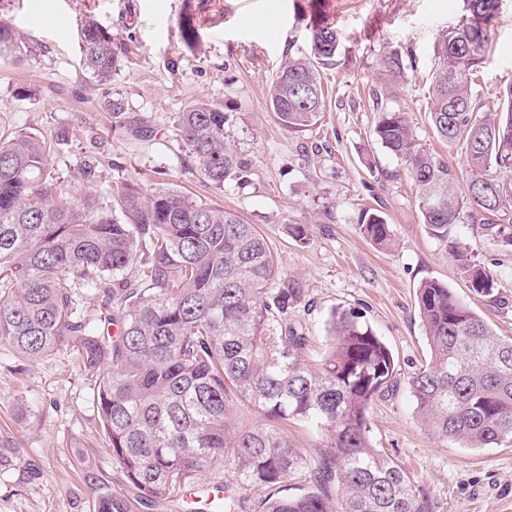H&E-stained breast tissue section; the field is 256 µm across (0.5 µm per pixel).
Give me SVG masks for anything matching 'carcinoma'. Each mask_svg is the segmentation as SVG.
Instances as JSON below:
<instances>
[{"mask_svg": "<svg viewBox=\"0 0 512 512\" xmlns=\"http://www.w3.org/2000/svg\"><path fill=\"white\" fill-rule=\"evenodd\" d=\"M497 8L498 0H468L465 18L435 46L429 113L440 139L466 146V190L443 155L416 143L402 112H382L374 129L417 185L428 234L461 257L457 224H482L512 245V181L490 176L512 172V86L494 110L473 91ZM311 34L313 58L288 60L268 87L272 111L291 131L322 120L321 70L337 63L334 28L314 19ZM181 35L188 48L198 44L193 16ZM80 38L84 70L110 84L125 51L90 17ZM0 52L23 57L32 49L1 20ZM233 121L224 104L205 99L175 119L200 176L219 188L244 183L249 167L229 141ZM49 155L36 136L0 139V341L26 360L71 346L98 376L104 447L137 496L102 487L95 512L180 501L198 473L228 466L237 487L224 490L239 512V487L267 490L259 512H436L428 490L371 444V404L398 378L391 350L359 313L333 309L328 350L310 359V337L288 318L303 288L279 279L278 257L258 225L172 186L146 191L124 181L102 204L75 203L54 182ZM101 165L87 157L80 177L98 181ZM358 224L374 245L391 241L380 213L364 210ZM465 269L474 293L498 288L486 267ZM78 288L104 289L112 310L94 323L82 318ZM417 304L429 359L408 386L423 424L465 448L512 441V337L497 335L438 280L419 285ZM241 404L259 413L257 424L235 426L231 412ZM292 421L324 436L319 457L298 451ZM21 466L39 475L20 450L1 445L0 473ZM301 472L314 488L288 494Z\"/></svg>", "mask_w": 512, "mask_h": 512, "instance_id": "obj_1", "label": "carcinoma"}]
</instances>
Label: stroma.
<instances>
[{
    "label": "stroma",
    "instance_id": "obj_1",
    "mask_svg": "<svg viewBox=\"0 0 512 512\" xmlns=\"http://www.w3.org/2000/svg\"><path fill=\"white\" fill-rule=\"evenodd\" d=\"M315 9L336 31L340 62L323 75L322 122L292 132L270 110L266 91L288 59L312 57ZM190 12L200 22L195 51L180 32ZM464 15V0H0V20L34 49L20 59L0 56V134L29 132L51 142L49 168L74 200L109 196L125 180L148 189L167 184L259 225L281 276L304 288L291 315L315 348L329 341L335 307L362 313L390 348L399 383L372 404L373 447L424 485L439 512H512V443L464 448L434 438L407 385L429 354L416 302L422 280L448 284L497 335L512 336V246L481 225H456L454 235L472 261L499 279L492 296L472 292L456 256L426 233L414 181L373 135L382 111L404 112L418 142L441 151L467 179L464 146L440 142L428 112L435 44ZM88 17L130 49L106 86L87 82L82 71L79 29ZM393 50L407 64L398 78L380 65ZM509 85L512 0H500L474 92L494 101ZM110 94L125 101L121 117L102 106ZM199 98L233 112L229 140L250 164L246 185L203 182L172 135L177 112ZM365 154L371 166L361 163ZM88 155L103 164L90 185L75 178ZM365 209L382 211L388 247L360 234L357 219ZM288 224L309 225L308 243L288 237ZM95 385L70 347L22 360L0 342V442L20 448L40 472L36 478L23 468L0 473V512H92L103 486L135 497L102 446ZM23 401L33 409L27 422L17 417ZM74 442L92 459L93 478L73 455Z\"/></svg>",
    "mask_w": 512,
    "mask_h": 512
}]
</instances>
